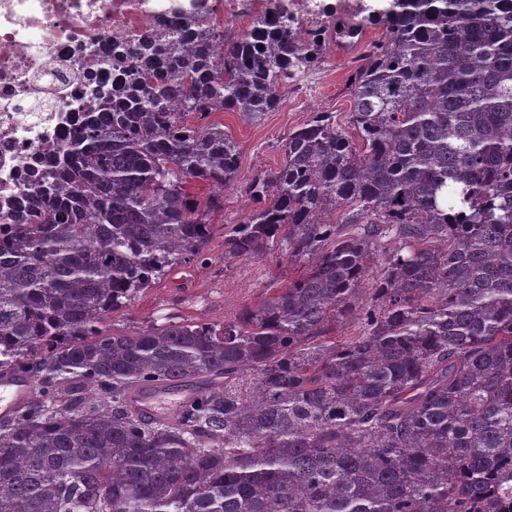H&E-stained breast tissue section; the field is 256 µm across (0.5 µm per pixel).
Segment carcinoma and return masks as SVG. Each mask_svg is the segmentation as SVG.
<instances>
[{
    "mask_svg": "<svg viewBox=\"0 0 512 512\" xmlns=\"http://www.w3.org/2000/svg\"><path fill=\"white\" fill-rule=\"evenodd\" d=\"M177 14L196 41L122 47L118 94L0 217V375L38 390L0 423V512H512V0H390L348 78L359 142L314 112L246 180L210 115L259 122L329 36ZM237 188L224 262L276 244L304 275L222 326L111 330ZM202 378L173 422L129 403Z\"/></svg>",
    "mask_w": 512,
    "mask_h": 512,
    "instance_id": "obj_1",
    "label": "carcinoma"
}]
</instances>
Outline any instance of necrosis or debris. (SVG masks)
I'll list each match as a JSON object with an SVG mask.
<instances>
[{
  "mask_svg": "<svg viewBox=\"0 0 512 512\" xmlns=\"http://www.w3.org/2000/svg\"><path fill=\"white\" fill-rule=\"evenodd\" d=\"M176 23L140 0H0V213L75 135L92 92L111 93L115 44Z\"/></svg>",
  "mask_w": 512,
  "mask_h": 512,
  "instance_id": "4bbe7bcc",
  "label": "necrosis or debris"
}]
</instances>
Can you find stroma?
<instances>
[{
  "mask_svg": "<svg viewBox=\"0 0 512 512\" xmlns=\"http://www.w3.org/2000/svg\"><path fill=\"white\" fill-rule=\"evenodd\" d=\"M271 6L292 16L303 32L350 14L365 20L369 37L375 40L383 35L381 14L389 0H235L233 8L224 12L225 36H236L246 28L251 15ZM355 65L354 56H337L335 42H328L320 67L288 86L279 107L258 123L245 124L233 112L214 113V121L223 123L225 132L241 148L242 177L276 170L283 159L279 143L311 113L332 112L339 123H346L353 106L346 84ZM249 209L244 195L234 189L225 191L224 208L213 215L210 238L200 253L190 264L173 268L113 313L111 328L132 334L172 321L218 325L234 320L244 308L258 305L300 277L303 265L288 261L275 247L258 259L225 263L224 227L238 223Z\"/></svg>",
  "mask_w": 512,
  "mask_h": 512,
  "instance_id": "35a3bbf8",
  "label": "stroma"
}]
</instances>
